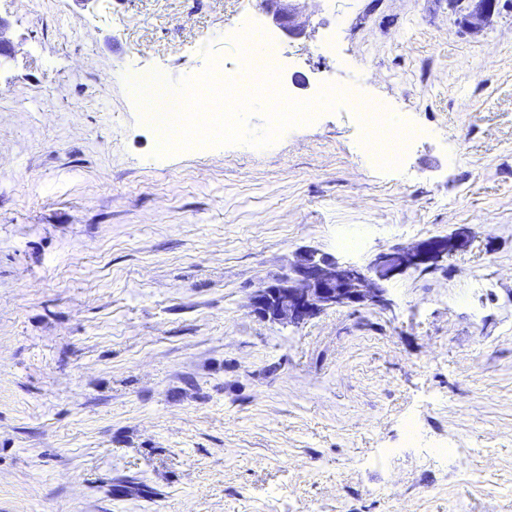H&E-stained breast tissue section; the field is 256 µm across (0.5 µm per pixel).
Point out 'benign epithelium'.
Here are the masks:
<instances>
[{
    "mask_svg": "<svg viewBox=\"0 0 512 512\" xmlns=\"http://www.w3.org/2000/svg\"><path fill=\"white\" fill-rule=\"evenodd\" d=\"M284 0H262L267 12L290 36L302 34L303 22ZM491 0H471L466 26L476 30L493 13ZM470 229L462 226L445 237L430 238L411 247L378 254L365 266L342 264L334 258L308 254L287 275L257 289L250 299L251 312L269 320L300 325L322 311L363 303L386 305L383 283L393 276L432 266L444 258L466 250Z\"/></svg>",
    "mask_w": 512,
    "mask_h": 512,
    "instance_id": "1",
    "label": "benign epithelium"
}]
</instances>
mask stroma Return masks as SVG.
Here are the masks:
<instances>
[{
  "mask_svg": "<svg viewBox=\"0 0 512 512\" xmlns=\"http://www.w3.org/2000/svg\"><path fill=\"white\" fill-rule=\"evenodd\" d=\"M293 5L295 37L260 0H0V512H512V0L477 31L469 0ZM252 21L296 100L421 130L401 162L344 99L157 154L119 75L238 73ZM461 226L387 305L250 311L304 252ZM237 37L240 41L250 42L255 39L264 41L274 52L275 67L278 70L281 65L282 50L279 43L269 34L249 25H241L237 28Z\"/></svg>",
  "mask_w": 512,
  "mask_h": 512,
  "instance_id": "35a3bbf8",
  "label": "stroma"
}]
</instances>
